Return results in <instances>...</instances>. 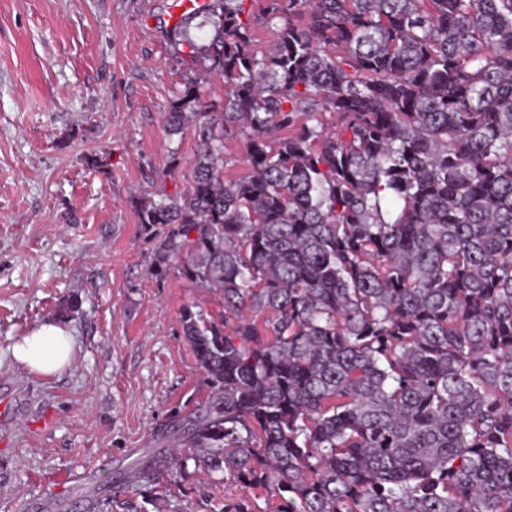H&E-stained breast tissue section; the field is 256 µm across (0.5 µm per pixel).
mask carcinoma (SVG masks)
<instances>
[{
	"label": "carcinoma",
	"instance_id": "obj_1",
	"mask_svg": "<svg viewBox=\"0 0 512 512\" xmlns=\"http://www.w3.org/2000/svg\"><path fill=\"white\" fill-rule=\"evenodd\" d=\"M172 37L224 78L166 113L190 190L137 208L224 301L181 313L213 395L172 446L242 490L224 512H512V0H207ZM224 159V181L233 182L248 173V164L243 158L240 136L224 139Z\"/></svg>",
	"mask_w": 512,
	"mask_h": 512
}]
</instances>
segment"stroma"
I'll return each mask as SVG.
<instances>
[{"label": "stroma", "instance_id": "1", "mask_svg": "<svg viewBox=\"0 0 512 512\" xmlns=\"http://www.w3.org/2000/svg\"><path fill=\"white\" fill-rule=\"evenodd\" d=\"M177 15L175 0H0V380L27 393L0 418V512H222L223 471L189 448L150 489L114 490L132 449L167 447L174 411L212 396L180 315L222 302L179 258L157 268L134 204L190 188L199 142L165 123L185 83L224 101L223 78L169 41ZM71 296V366L19 365L16 338Z\"/></svg>", "mask_w": 512, "mask_h": 512}]
</instances>
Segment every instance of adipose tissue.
I'll return each instance as SVG.
<instances>
[{
    "label": "adipose tissue",
    "instance_id": "1",
    "mask_svg": "<svg viewBox=\"0 0 512 512\" xmlns=\"http://www.w3.org/2000/svg\"><path fill=\"white\" fill-rule=\"evenodd\" d=\"M75 344L67 323L52 319L17 339L12 348L16 362L31 370L56 374L72 363Z\"/></svg>",
    "mask_w": 512,
    "mask_h": 512
}]
</instances>
